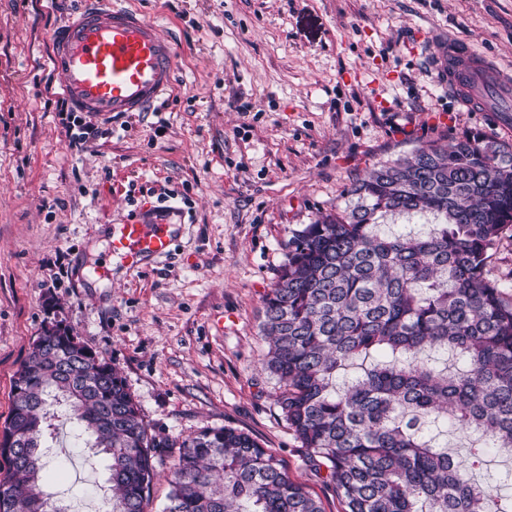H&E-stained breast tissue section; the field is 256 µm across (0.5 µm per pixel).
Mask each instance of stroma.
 I'll return each instance as SVG.
<instances>
[{
  "instance_id": "stroma-1",
  "label": "stroma",
  "mask_w": 512,
  "mask_h": 512,
  "mask_svg": "<svg viewBox=\"0 0 512 512\" xmlns=\"http://www.w3.org/2000/svg\"><path fill=\"white\" fill-rule=\"evenodd\" d=\"M175 43V87L112 135L69 146L50 35L81 0H0V426L12 381L58 320L110 359L152 432L251 434L343 512L262 369L264 295L291 230L344 206L375 165L426 141L512 144V112H472L432 69L449 37L512 75V0H124ZM167 210L170 253L130 269L112 227ZM107 263L111 275L94 274ZM42 483L69 512L111 487L57 419Z\"/></svg>"
}]
</instances>
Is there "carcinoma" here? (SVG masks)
I'll return each instance as SVG.
<instances>
[{
    "mask_svg": "<svg viewBox=\"0 0 512 512\" xmlns=\"http://www.w3.org/2000/svg\"><path fill=\"white\" fill-rule=\"evenodd\" d=\"M347 194L345 208L291 232L263 299V366L281 414L346 512H512L472 477L492 451L512 453V292L488 268L512 230V145L422 143ZM12 395L0 512H63L41 484L61 402L103 456L107 512H146L172 448L164 512H322L242 430L149 432L119 372L68 328L39 337ZM429 424L479 445L460 460Z\"/></svg>",
    "mask_w": 512,
    "mask_h": 512,
    "instance_id": "obj_1",
    "label": "carcinoma"
}]
</instances>
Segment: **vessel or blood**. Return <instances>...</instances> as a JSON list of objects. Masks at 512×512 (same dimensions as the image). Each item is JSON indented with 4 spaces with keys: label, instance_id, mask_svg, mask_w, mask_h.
<instances>
[{
    "label": "vessel or blood",
    "instance_id": "vessel-or-blood-1",
    "mask_svg": "<svg viewBox=\"0 0 512 512\" xmlns=\"http://www.w3.org/2000/svg\"><path fill=\"white\" fill-rule=\"evenodd\" d=\"M51 57L59 90L76 110L104 116L142 112L174 87L175 47L138 11L97 0L54 36ZM438 82L457 102L512 99V84L469 44L449 40L435 64ZM173 230L163 219L132 220L112 229V254L128 267L166 256Z\"/></svg>",
    "mask_w": 512,
    "mask_h": 512
}]
</instances>
